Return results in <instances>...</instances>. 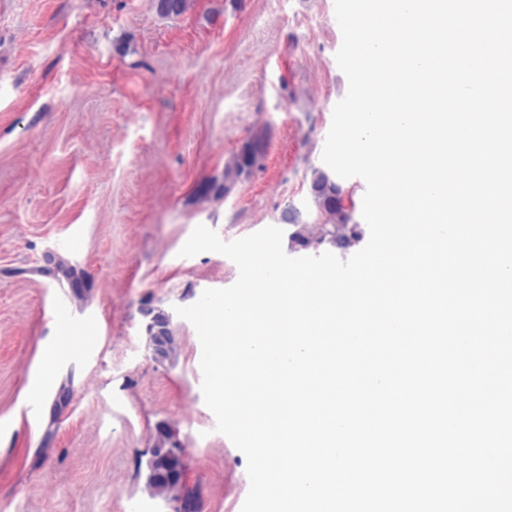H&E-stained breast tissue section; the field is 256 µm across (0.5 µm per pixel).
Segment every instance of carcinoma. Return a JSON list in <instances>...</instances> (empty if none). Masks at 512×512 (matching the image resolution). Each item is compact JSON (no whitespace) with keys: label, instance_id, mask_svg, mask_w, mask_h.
<instances>
[{"label":"carcinoma","instance_id":"obj_1","mask_svg":"<svg viewBox=\"0 0 512 512\" xmlns=\"http://www.w3.org/2000/svg\"><path fill=\"white\" fill-rule=\"evenodd\" d=\"M156 11L163 17H178L190 8V0H154ZM263 156L261 141L254 139L235 154L224 167L223 184L215 187L206 182L198 189L203 200H220L238 181L249 177L259 167ZM310 194L315 207L323 216L316 224L303 221L300 210L287 204L280 217L293 227L289 236L292 247L306 249L312 243H328L345 251L362 238L360 225L353 221L355 202L353 196L344 191L333 176L324 169L312 168L309 178ZM144 316L149 318L146 332L153 355L158 361L170 359L175 352V340L169 315L162 309L146 307ZM172 467L183 468L182 445L177 431L166 422L156 425L153 448L148 462L146 488L154 495L166 500L176 499L177 487L161 482L158 474Z\"/></svg>","mask_w":512,"mask_h":512}]
</instances>
